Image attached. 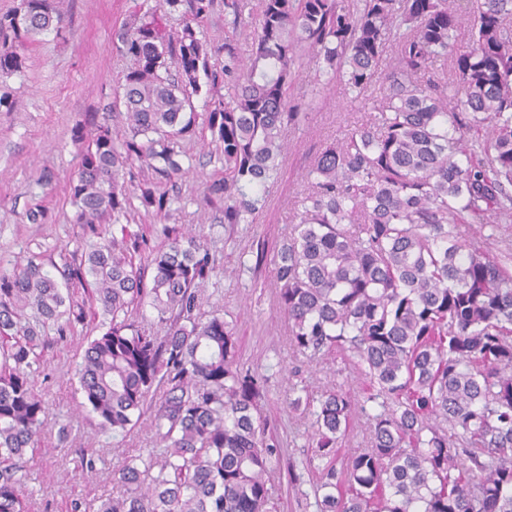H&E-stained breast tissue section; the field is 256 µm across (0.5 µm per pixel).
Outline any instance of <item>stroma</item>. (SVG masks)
I'll list each match as a JSON object with an SVG mask.
<instances>
[{
	"label": "stroma",
	"mask_w": 512,
	"mask_h": 512,
	"mask_svg": "<svg viewBox=\"0 0 512 512\" xmlns=\"http://www.w3.org/2000/svg\"><path fill=\"white\" fill-rule=\"evenodd\" d=\"M63 36L37 37L24 51L22 71L0 74V274L33 258L43 264L81 250L84 231L72 221L70 187L81 164L74 141L76 125L95 119L112 121L115 89L124 61L112 49L115 31L128 21L133 0H63ZM367 109L336 89H328L308 112L304 124L286 134V156L277 184L269 191L253 223L226 225L221 209L205 205L208 180L222 174L210 137L183 138L185 173L167 222L139 216L149 251L164 247L162 225L200 237L217 266V274L199 289V314L223 315L239 346V363L260 380L265 391L262 412L281 446L273 476V512H316L314 484L323 459L309 445V417L289 410L290 388L317 398L340 388L357 400L369 393L352 361L332 353L309 361L292 349L276 306L274 266L257 263L249 247L273 246L294 223V203L303 189L311 158L326 144L340 140L365 122ZM42 203L48 218L34 224L28 210ZM95 322L76 326L72 335L45 350L36 387L46 403L47 428L30 464V512H72L74 502L112 492L114 474L131 456L152 447L149 419L130 432H98L74 376L87 338L98 335ZM69 427L59 442L56 423ZM95 452L94 470L80 467V456Z\"/></svg>",
	"instance_id": "1"
}]
</instances>
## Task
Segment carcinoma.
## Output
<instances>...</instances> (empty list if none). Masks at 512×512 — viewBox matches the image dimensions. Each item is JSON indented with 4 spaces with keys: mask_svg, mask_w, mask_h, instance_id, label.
I'll list each match as a JSON object with an SVG mask.
<instances>
[{
    "mask_svg": "<svg viewBox=\"0 0 512 512\" xmlns=\"http://www.w3.org/2000/svg\"><path fill=\"white\" fill-rule=\"evenodd\" d=\"M455 2L222 0L224 25L251 29V49L228 37L220 60L205 35L216 0L134 5L113 40L130 62L113 113L124 133L94 127L71 187L73 223L93 240L55 275L32 260L0 274V512H29L48 331L62 338L89 318L99 334L76 373L91 412L114 433L149 416L154 447L118 470L119 492L74 508L270 512L278 443L264 390L224 317L197 314L210 254L165 224L147 284L136 265L146 237L125 221L168 216L178 140L195 134L204 93L201 130L224 160L205 204L224 206L226 224L253 223L285 132L332 85L373 115L313 159L298 222L272 256L276 299L296 352L353 354L377 412L370 446L319 472L316 512H512V253L493 248L512 224V0ZM62 22L56 0L0 14V73L23 69L17 47ZM307 57L319 74L296 102L288 90ZM134 167L149 176L131 187L121 172ZM110 222L120 228L107 237ZM146 306L164 335L135 324ZM357 408L340 389L317 399L315 456L336 457Z\"/></svg>",
    "mask_w": 512,
    "mask_h": 512,
    "instance_id": "cac0c4a2",
    "label": "carcinoma"
}]
</instances>
